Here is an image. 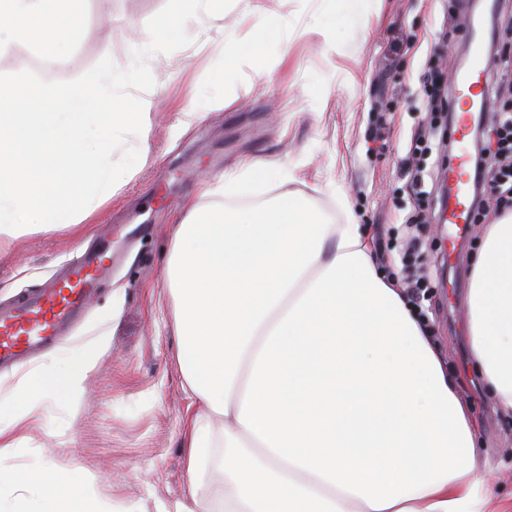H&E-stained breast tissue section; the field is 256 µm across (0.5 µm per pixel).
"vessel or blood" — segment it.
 <instances>
[{"label": "vessel or blood", "instance_id": "1", "mask_svg": "<svg viewBox=\"0 0 512 512\" xmlns=\"http://www.w3.org/2000/svg\"><path fill=\"white\" fill-rule=\"evenodd\" d=\"M489 60L482 51H475L467 68L454 70L452 81L458 90L454 100L456 124L455 155L448 162V181L455 187L443 209L442 218L449 224L466 223L472 174L466 137L475 115L476 103L486 100V71ZM109 245H102L91 256L84 255L70 262L66 272L38 295L15 306L0 310V364H9L32 356L46 342L70 331L80 319L90 294L98 288L105 272L111 268Z\"/></svg>", "mask_w": 512, "mask_h": 512}]
</instances>
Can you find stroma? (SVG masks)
<instances>
[{"instance_id": "stroma-1", "label": "stroma", "mask_w": 512, "mask_h": 512, "mask_svg": "<svg viewBox=\"0 0 512 512\" xmlns=\"http://www.w3.org/2000/svg\"><path fill=\"white\" fill-rule=\"evenodd\" d=\"M492 0H361L362 23L336 19L338 52L318 32L320 0H235L224 15L198 17L193 42L148 57L155 102L146 145L112 198L80 225L0 246V304L31 294L67 259L82 254L104 225L125 257L102 282L91 311L68 345H90L102 331L111 344L66 408L48 405L24 432L15 464L52 461L79 467L112 498L119 512H169L186 500L182 433L189 399L178 359L175 301L164 280L173 234L189 204L208 205L216 178L243 174L254 159L292 170L309 205L330 223L350 217L368 227L373 254L386 275L401 272L391 244L405 220L427 216L418 257L428 274L422 301L434 344L460 379L487 477L501 499L512 498V420L485 391L472 361L467 295L474 254L492 208L466 225L447 254L440 163L425 156V193L410 197L400 167L426 102L431 80L447 81L455 57L470 45L471 27L487 29ZM165 0H85L80 36L56 69L40 70L28 48L0 58V71L38 70L61 80L111 57L128 68L146 23ZM443 42L444 59L431 58ZM196 118L183 128L176 112ZM352 207L344 213L337 195Z\"/></svg>"}]
</instances>
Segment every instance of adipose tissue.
<instances>
[{
    "label": "adipose tissue",
    "mask_w": 512,
    "mask_h": 512,
    "mask_svg": "<svg viewBox=\"0 0 512 512\" xmlns=\"http://www.w3.org/2000/svg\"><path fill=\"white\" fill-rule=\"evenodd\" d=\"M75 0H0V54L69 52ZM292 171L258 159L216 196L277 187L261 203L190 205L165 279L193 411L183 435L189 499L174 512H501L469 408L404 288L379 273L359 226L324 223ZM468 326L477 368L512 417V210L486 225ZM110 345L50 355L0 390V512H113L80 469L16 467L17 434L77 394ZM221 449L224 489L201 495Z\"/></svg>",
    "instance_id": "1"
}]
</instances>
